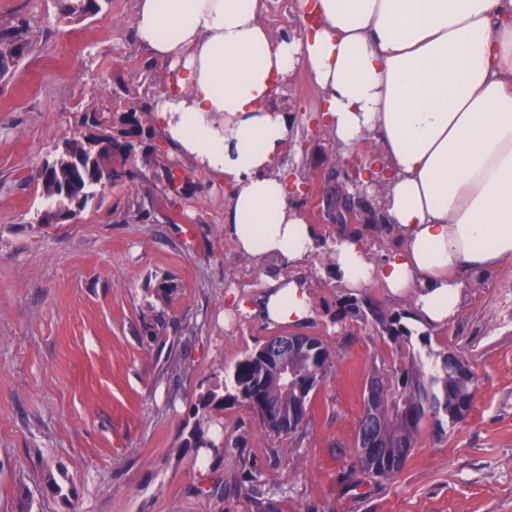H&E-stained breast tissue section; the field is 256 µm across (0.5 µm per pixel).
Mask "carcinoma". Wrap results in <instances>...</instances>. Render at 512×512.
<instances>
[{"label": "carcinoma", "instance_id": "1", "mask_svg": "<svg viewBox=\"0 0 512 512\" xmlns=\"http://www.w3.org/2000/svg\"><path fill=\"white\" fill-rule=\"evenodd\" d=\"M62 13L71 21H80L99 13L103 0H63ZM28 29L24 26L0 28V79L13 74L28 51ZM151 105L143 101L141 110L123 113V129L117 134L72 138L46 161L47 173L41 180L44 209L64 210L83 199L84 205L96 201L100 185L107 176L112 183L133 176L135 156L129 139L144 133L141 121ZM106 141L110 149L92 157V143ZM343 315L370 322L383 343L399 362L375 369L368 381L378 387L376 404L363 405L356 426L357 448H368L374 438L389 442V448L376 454L361 467V473L373 480L395 477L416 447L422 427L429 423L436 430L464 419L472 404L474 374L463 375L461 357L452 351L434 352L429 338L421 336L422 346L413 343L412 331L402 316L387 313L367 299L349 298ZM286 339L274 336L259 349L246 354L227 371L224 381L216 382L201 394L193 411V423L181 447L194 448L219 465L226 448H243L242 436L224 437V403L242 402L259 418L265 432L277 437H296L304 428L313 394L326 375L330 352L316 336H297V346L288 350L292 379L283 383L276 373L268 348Z\"/></svg>", "mask_w": 512, "mask_h": 512}]
</instances>
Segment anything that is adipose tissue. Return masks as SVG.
<instances>
[{"instance_id": "ef3b65f1", "label": "adipose tissue", "mask_w": 512, "mask_h": 512, "mask_svg": "<svg viewBox=\"0 0 512 512\" xmlns=\"http://www.w3.org/2000/svg\"><path fill=\"white\" fill-rule=\"evenodd\" d=\"M311 29L277 35L258 0H135L136 43L172 76L152 104L196 169L233 186L224 220L239 252L292 266L317 235L289 202L277 160L293 135L277 86L308 70L340 147L372 139L386 183L375 203L396 246L355 238L332 267L359 290L411 297L414 319H452L468 285L512 256V0H297ZM263 319L311 312L302 282H271Z\"/></svg>"}]
</instances>
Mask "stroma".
Instances as JSON below:
<instances>
[{"label": "stroma", "instance_id": "stroma-1", "mask_svg": "<svg viewBox=\"0 0 512 512\" xmlns=\"http://www.w3.org/2000/svg\"><path fill=\"white\" fill-rule=\"evenodd\" d=\"M133 0H111L79 22L56 0H0V27L27 26L31 49L0 80V512H512V258L466 288L457 315L429 328L436 351L462 356L475 375L469 414L437 433L424 429L402 471L369 481L357 464L355 427L368 375L390 350L372 325L344 318L346 298H366L410 316L408 301L372 286L351 291L323 253L359 234L374 257L390 234L330 222L326 192L363 145L339 149L314 134L319 95L304 68L288 75L296 134L277 167L306 177L293 203L313 224L322 250L293 267L259 268L224 231L229 185L198 172L158 125L144 132L133 179L103 188L70 224H37V172L63 142L90 133L86 113L110 119L160 95L167 64L132 34ZM258 19L276 34H298L296 0H260ZM129 94L119 99L117 86ZM175 170L168 184L161 167ZM148 217L125 221L128 202ZM305 281L313 314L288 325L231 312L228 293L260 304L266 280ZM173 288L158 300L159 281ZM162 311L148 333L143 314ZM319 337L331 366L294 439L265 433L245 404L224 407V433L245 435L242 456L219 468L182 447L199 396L224 369L270 337ZM262 492L247 495L246 474ZM73 484L63 499L47 476ZM218 494L206 498L205 490Z\"/></svg>", "mask_w": 512, "mask_h": 512}]
</instances>
